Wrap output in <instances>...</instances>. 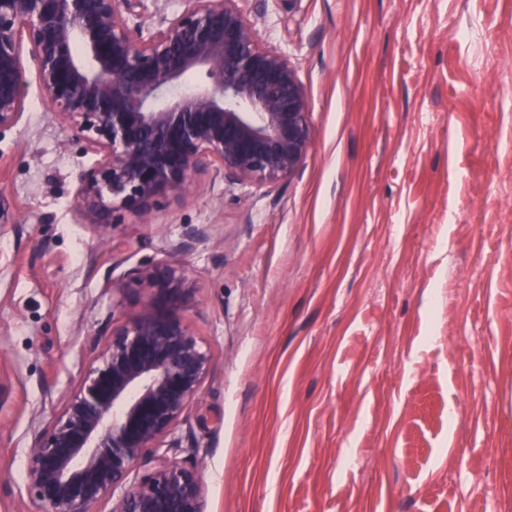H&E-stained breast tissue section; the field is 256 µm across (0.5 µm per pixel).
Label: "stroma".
Masks as SVG:
<instances>
[{
	"label": "stroma",
	"instance_id": "35a3bbf8",
	"mask_svg": "<svg viewBox=\"0 0 512 512\" xmlns=\"http://www.w3.org/2000/svg\"><path fill=\"white\" fill-rule=\"evenodd\" d=\"M241 7L309 101L292 177L212 168L103 234L37 80L0 133V512H40L35 436L173 260L211 368L132 478L176 443L206 512H512V0Z\"/></svg>",
	"mask_w": 512,
	"mask_h": 512
}]
</instances>
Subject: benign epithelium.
Here are the masks:
<instances>
[{"instance_id": "7a95c632", "label": "benign epithelium", "mask_w": 512, "mask_h": 512, "mask_svg": "<svg viewBox=\"0 0 512 512\" xmlns=\"http://www.w3.org/2000/svg\"><path fill=\"white\" fill-rule=\"evenodd\" d=\"M140 0H0V130L28 95L25 57L50 108L92 163L75 210L106 233L131 213L151 221L158 201L215 167L231 184L294 175L312 145L309 103L288 56L257 36L241 0H186L143 37ZM201 74L184 92V77ZM154 300L88 341L95 357L61 413L29 449L27 489L43 512H205L201 472L162 456L138 481L132 466L170 435L200 394L211 356L179 311L186 271L141 273Z\"/></svg>"}]
</instances>
